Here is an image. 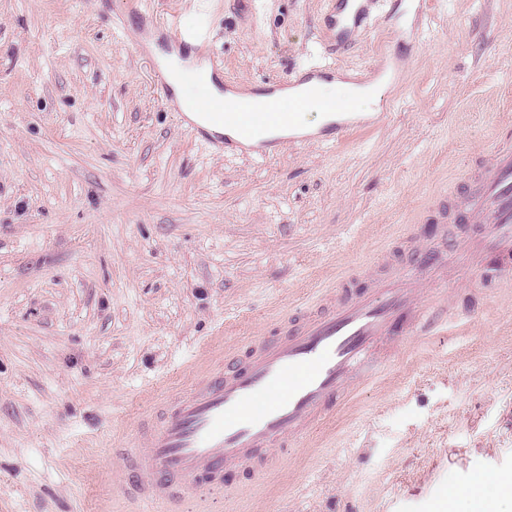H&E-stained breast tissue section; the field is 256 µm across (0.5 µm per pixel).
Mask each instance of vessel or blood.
Wrapping results in <instances>:
<instances>
[{"label":"vessel or blood","instance_id":"b4317fda","mask_svg":"<svg viewBox=\"0 0 512 512\" xmlns=\"http://www.w3.org/2000/svg\"><path fill=\"white\" fill-rule=\"evenodd\" d=\"M372 3L336 0L328 24L336 31L337 49L351 45L353 34L366 27ZM171 39L180 48H196L208 43L209 32L201 23L178 27ZM214 105L236 130L216 140L215 148L268 153L301 139L292 113L306 107L305 98L286 106L277 98L258 102L237 91ZM385 118L382 112L368 118L332 112L318 136L331 143ZM465 180L472 190L449 207V218L487 225L488 245L504 258L499 267L477 266L468 242L448 253L425 247L417 251L411 278L378 280L373 290H349L341 298L325 294L324 310L309 313L278 337H254L243 361H228L195 377L189 389L154 402L158 423L141 425L109 453V466L126 474L122 495L141 503L172 501L184 489L223 480L226 472L251 475L276 466L289 437L320 428L341 397L385 362L395 337L426 326L429 307L419 297L421 284L446 278L458 261L474 268L482 282L512 270V144L499 145L492 163L470 168Z\"/></svg>","mask_w":512,"mask_h":512}]
</instances>
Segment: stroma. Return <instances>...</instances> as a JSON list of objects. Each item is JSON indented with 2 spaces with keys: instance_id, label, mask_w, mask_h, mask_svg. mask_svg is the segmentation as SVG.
Instances as JSON below:
<instances>
[{
  "instance_id": "1",
  "label": "stroma",
  "mask_w": 512,
  "mask_h": 512,
  "mask_svg": "<svg viewBox=\"0 0 512 512\" xmlns=\"http://www.w3.org/2000/svg\"><path fill=\"white\" fill-rule=\"evenodd\" d=\"M196 0H0V512H140L107 453L153 400L244 356L417 239L469 166L512 137V0H376L347 54L328 0H263L251 28L212 0L230 82L305 67L351 79L380 50L404 61L390 117L340 142L224 153L181 127L154 65ZM155 50H148V43ZM459 291L444 336H412L281 462L153 512H435L455 486L512 476V276Z\"/></svg>"
}]
</instances>
